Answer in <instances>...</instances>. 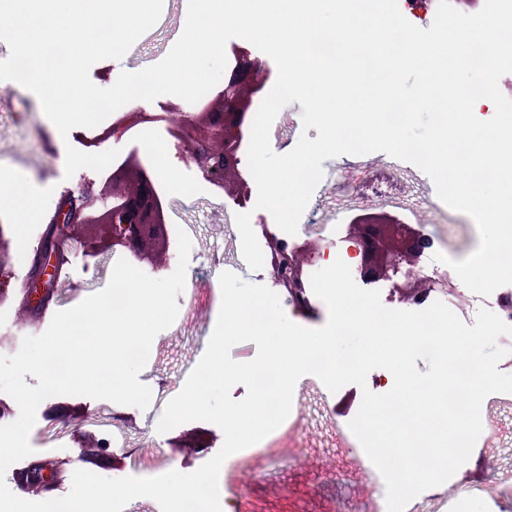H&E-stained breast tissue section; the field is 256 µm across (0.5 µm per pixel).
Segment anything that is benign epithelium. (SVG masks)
Here are the masks:
<instances>
[{"mask_svg":"<svg viewBox=\"0 0 512 512\" xmlns=\"http://www.w3.org/2000/svg\"><path fill=\"white\" fill-rule=\"evenodd\" d=\"M264 86L263 73L247 59L238 61L230 80L215 100L196 113L165 112L161 119L171 136L188 148L189 158L203 176L224 184L226 175L238 164V146L249 124V109L254 95ZM149 120L144 112H124L111 127L86 141L92 148L117 134H124ZM101 209L92 214L84 210L94 205L87 191L81 198L62 201L52 219L54 224H90L106 227V236L94 251L122 246L143 259L152 256L156 245L165 239L166 216L156 186L143 168L124 164L112 172V191L100 195ZM268 262L275 283L283 288L297 307L307 306L304 298L307 281L303 268L315 253L300 246L288 247L281 239L267 236ZM349 240L359 256L358 273L366 284L390 282L400 298L414 302L430 290L431 280L421 274L419 263L431 243L428 234L382 214H366L353 225ZM55 240L47 235L35 252L26 298L42 306L54 294L59 277L55 260Z\"/></svg>","mask_w":512,"mask_h":512,"instance_id":"benign-epithelium-1","label":"benign epithelium"}]
</instances>
